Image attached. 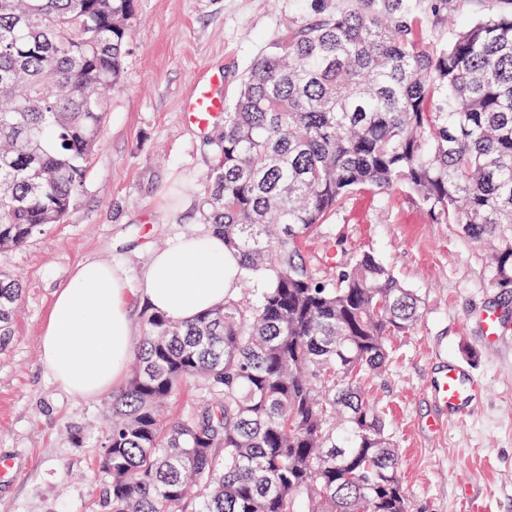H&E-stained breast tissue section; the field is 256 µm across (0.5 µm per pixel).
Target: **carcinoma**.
I'll use <instances>...</instances> for the list:
<instances>
[{"label":"carcinoma","instance_id":"1","mask_svg":"<svg viewBox=\"0 0 512 512\" xmlns=\"http://www.w3.org/2000/svg\"><path fill=\"white\" fill-rule=\"evenodd\" d=\"M209 141L198 200L239 279L191 321L144 309L98 451L108 512H408L364 382L421 298L371 253L302 250L354 193L416 195L512 292V11L483 0H301ZM135 0H0V250L69 213L120 87ZM22 288L0 276V348ZM204 394L166 414L189 384Z\"/></svg>","mask_w":512,"mask_h":512}]
</instances>
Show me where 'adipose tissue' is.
<instances>
[{"label":"adipose tissue","mask_w":512,"mask_h":512,"mask_svg":"<svg viewBox=\"0 0 512 512\" xmlns=\"http://www.w3.org/2000/svg\"><path fill=\"white\" fill-rule=\"evenodd\" d=\"M238 274L223 237L205 229L151 253L142 296L149 309L186 321L233 295ZM136 345L122 275L98 259L80 261L55 292L44 325L45 370L71 393L107 394L124 378Z\"/></svg>","instance_id":"1"}]
</instances>
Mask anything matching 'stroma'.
Segmentation results:
<instances>
[{"label":"stroma","mask_w":512,"mask_h":512,"mask_svg":"<svg viewBox=\"0 0 512 512\" xmlns=\"http://www.w3.org/2000/svg\"><path fill=\"white\" fill-rule=\"evenodd\" d=\"M296 0H137L124 83L110 96L101 140L68 215L26 243L0 251V273L22 285L13 340L0 351V457L17 474L0 480V512H104L109 477L95 451L111 426V395L74 396L43 368L40 337L53 294L81 260L120 269L133 319L144 308L151 250L201 230L197 199L213 164L206 129L182 112L194 85L222 73L237 97L266 35ZM319 275L368 251L424 299L417 327L390 339L383 372L369 379L400 458L410 512H512V293L461 227L438 224L408 192L353 194L333 223L304 242ZM495 312L497 337L483 331ZM463 365L483 384L474 413L435 401L439 365Z\"/></svg>","instance_id":"1"}]
</instances>
